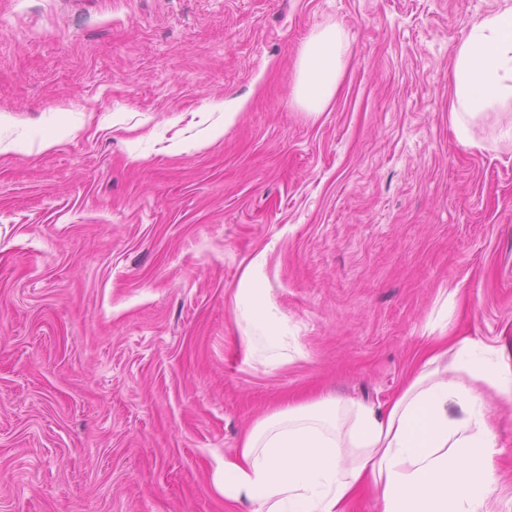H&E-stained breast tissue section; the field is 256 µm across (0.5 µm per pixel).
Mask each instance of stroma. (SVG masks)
Returning a JSON list of instances; mask_svg holds the SVG:
<instances>
[{
    "mask_svg": "<svg viewBox=\"0 0 512 512\" xmlns=\"http://www.w3.org/2000/svg\"><path fill=\"white\" fill-rule=\"evenodd\" d=\"M502 4L0 0V512H250L217 475L259 419L382 406L437 336L512 356V115L450 112ZM336 24L309 112L299 51ZM493 418L512 512V404ZM350 42L343 28L314 31L303 43L293 95L310 112H320L336 93ZM239 308L250 317V329L246 336L250 351L256 355L268 356L276 344L274 336L275 313L271 307L259 309L253 295H242Z\"/></svg>",
    "mask_w": 512,
    "mask_h": 512,
    "instance_id": "1",
    "label": "stroma"
}]
</instances>
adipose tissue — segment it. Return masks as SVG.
<instances>
[{"label":"adipose tissue","instance_id":"1","mask_svg":"<svg viewBox=\"0 0 512 512\" xmlns=\"http://www.w3.org/2000/svg\"><path fill=\"white\" fill-rule=\"evenodd\" d=\"M350 42L343 28L303 43L293 95L311 112L336 93ZM450 112L459 129L512 112V2L476 20L454 59ZM254 354L276 344L275 314L242 295ZM512 402V358L481 338L431 344L385 410L336 397L279 409L244 435L218 479L251 512H348L370 487L381 512H491L498 433L494 402Z\"/></svg>","mask_w":512,"mask_h":512}]
</instances>
